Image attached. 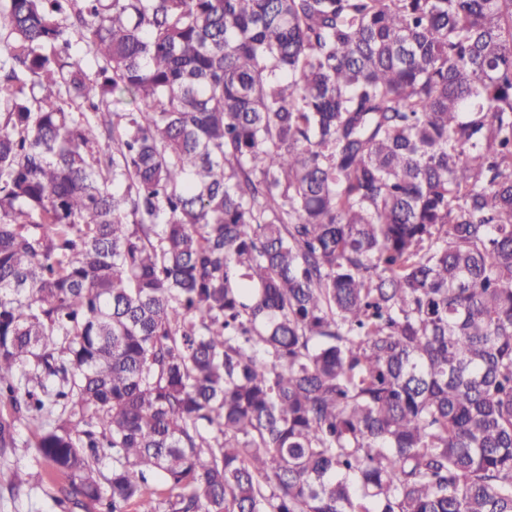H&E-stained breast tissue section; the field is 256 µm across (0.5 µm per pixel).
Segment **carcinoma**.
Returning <instances> with one entry per match:
<instances>
[{
    "mask_svg": "<svg viewBox=\"0 0 512 512\" xmlns=\"http://www.w3.org/2000/svg\"><path fill=\"white\" fill-rule=\"evenodd\" d=\"M21 421L64 512H512V0H0Z\"/></svg>",
    "mask_w": 512,
    "mask_h": 512,
    "instance_id": "1",
    "label": "carcinoma"
}]
</instances>
